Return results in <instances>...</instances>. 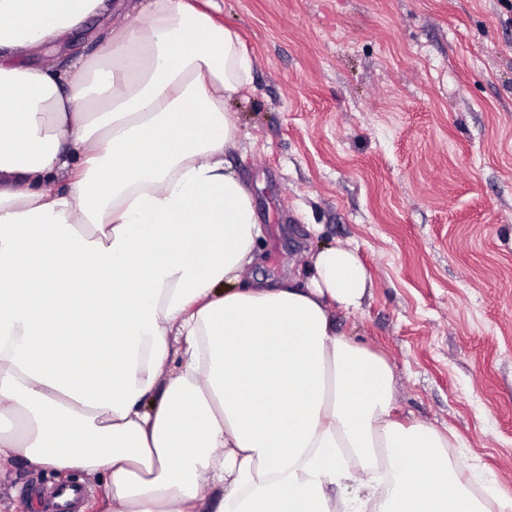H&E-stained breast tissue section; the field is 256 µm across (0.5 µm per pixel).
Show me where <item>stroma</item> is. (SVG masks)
I'll list each match as a JSON object with an SVG mask.
<instances>
[{"label":"stroma","mask_w":512,"mask_h":512,"mask_svg":"<svg viewBox=\"0 0 512 512\" xmlns=\"http://www.w3.org/2000/svg\"><path fill=\"white\" fill-rule=\"evenodd\" d=\"M252 82L228 108V161L263 234L243 281L310 274L308 253L347 246L371 286L335 308L385 358L395 414L448 433L462 481L512 497V10L501 0H218ZM90 19L54 54L91 55L134 22ZM104 481L81 470H0V512Z\"/></svg>","instance_id":"35a3bbf8"}]
</instances>
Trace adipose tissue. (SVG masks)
I'll use <instances>...</instances> for the list:
<instances>
[{
    "label": "adipose tissue",
    "mask_w": 512,
    "mask_h": 512,
    "mask_svg": "<svg viewBox=\"0 0 512 512\" xmlns=\"http://www.w3.org/2000/svg\"><path fill=\"white\" fill-rule=\"evenodd\" d=\"M118 6L140 21L91 57L32 61ZM252 69L196 0H0V467L103 477V512H512L338 328L354 250L240 283L263 230L226 104Z\"/></svg>",
    "instance_id": "1"
}]
</instances>
